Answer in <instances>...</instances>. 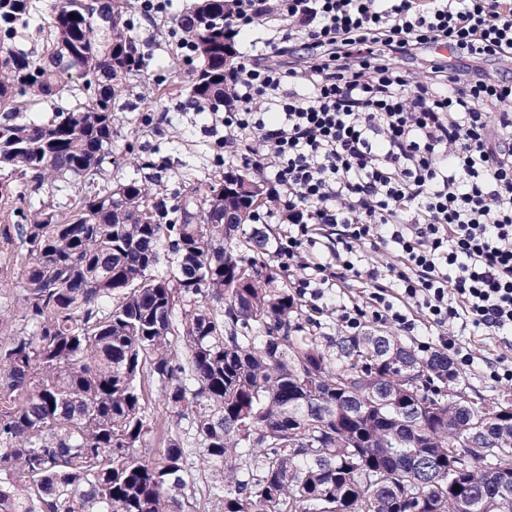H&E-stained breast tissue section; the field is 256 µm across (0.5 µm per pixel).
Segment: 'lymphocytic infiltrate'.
Returning a JSON list of instances; mask_svg holds the SVG:
<instances>
[{
    "instance_id": "f902f5d3",
    "label": "lymphocytic infiltrate",
    "mask_w": 512,
    "mask_h": 512,
    "mask_svg": "<svg viewBox=\"0 0 512 512\" xmlns=\"http://www.w3.org/2000/svg\"><path fill=\"white\" fill-rule=\"evenodd\" d=\"M278 11L316 57L282 68L241 56L220 122L225 162L266 175L265 215L288 225L275 257L295 296L352 336L370 321L437 332L474 369L463 332L512 334V78L482 72L512 63V0H279ZM441 45L454 64L431 60L418 81L396 69ZM327 227V254L310 256ZM385 247L397 265L374 260ZM349 279L361 302L334 296Z\"/></svg>"
}]
</instances>
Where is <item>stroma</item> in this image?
<instances>
[{
  "label": "stroma",
  "instance_id": "stroma-1",
  "mask_svg": "<svg viewBox=\"0 0 512 512\" xmlns=\"http://www.w3.org/2000/svg\"><path fill=\"white\" fill-rule=\"evenodd\" d=\"M191 2L171 0L165 15L141 21L136 30L149 66L131 79L123 97L129 122L120 127L112 154L103 163L105 176L112 183L134 177L135 172L124 157L130 147L145 149L154 159L165 160V168L154 170L153 175L171 194L180 190L183 178L200 185L219 180L225 172L217 159V141L224 135L223 126L213 125L209 113L186 109L185 98L159 101L152 93L155 81L171 74L169 62L175 47L170 35L171 17Z\"/></svg>",
  "mask_w": 512,
  "mask_h": 512
}]
</instances>
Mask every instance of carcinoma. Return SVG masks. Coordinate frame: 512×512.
<instances>
[{
  "label": "carcinoma",
  "mask_w": 512,
  "mask_h": 512,
  "mask_svg": "<svg viewBox=\"0 0 512 512\" xmlns=\"http://www.w3.org/2000/svg\"><path fill=\"white\" fill-rule=\"evenodd\" d=\"M132 9L56 0L45 19L0 0V281L21 284L0 307V512H196L199 492L201 512H512V404L475 400L447 353L390 331L321 332L259 263L269 225L232 247L263 192L230 236L214 183L172 204L151 177H103L143 68ZM173 25L200 65L157 95L224 105V0ZM32 35L38 55L16 44Z\"/></svg>",
  "instance_id": "cac0c4a2"
}]
</instances>
